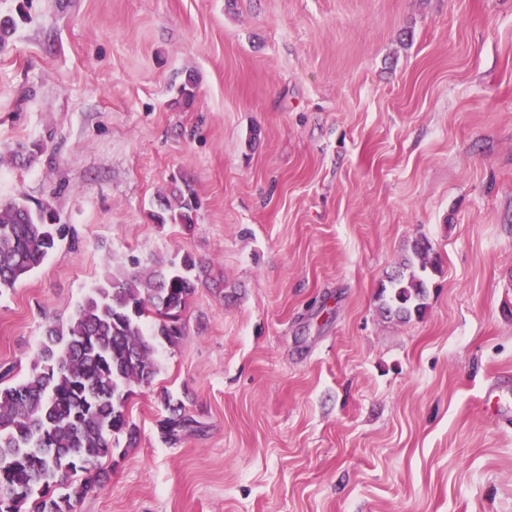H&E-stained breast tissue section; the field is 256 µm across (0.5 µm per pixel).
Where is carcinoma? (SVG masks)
<instances>
[{"label":"carcinoma","instance_id":"carcinoma-1","mask_svg":"<svg viewBox=\"0 0 512 512\" xmlns=\"http://www.w3.org/2000/svg\"><path fill=\"white\" fill-rule=\"evenodd\" d=\"M16 31L0 16V49ZM195 192L189 181L172 197L161 196L149 216L155 224H195ZM70 234L47 204L23 197L0 203V295L13 290L55 252ZM425 239L415 241L419 270L405 264L379 293L386 318L409 320L426 311L421 272L435 264ZM205 267L190 252H178L147 271L109 272L77 305L66 323L46 329L30 373L0 387V512H73L106 477L111 437L136 431L125 412L135 385L158 371L159 348L185 336L180 315L195 294ZM197 421L180 405L159 422L175 443ZM58 488L65 493L56 496Z\"/></svg>","mask_w":512,"mask_h":512}]
</instances>
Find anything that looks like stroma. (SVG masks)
<instances>
[{"label":"stroma","instance_id":"stroma-1","mask_svg":"<svg viewBox=\"0 0 512 512\" xmlns=\"http://www.w3.org/2000/svg\"><path fill=\"white\" fill-rule=\"evenodd\" d=\"M179 176L189 231L149 217ZM21 196L76 240L0 295L4 385L107 272L208 270L76 512H512V0H32L0 51ZM422 238L426 312L386 319ZM486 401L490 404L498 423L506 426L512 425V396L506 387L494 388L486 396ZM170 415L159 422L160 434L165 441L176 443L180 436L194 430L198 422L183 409L182 405L168 404Z\"/></svg>","mask_w":512,"mask_h":512}]
</instances>
